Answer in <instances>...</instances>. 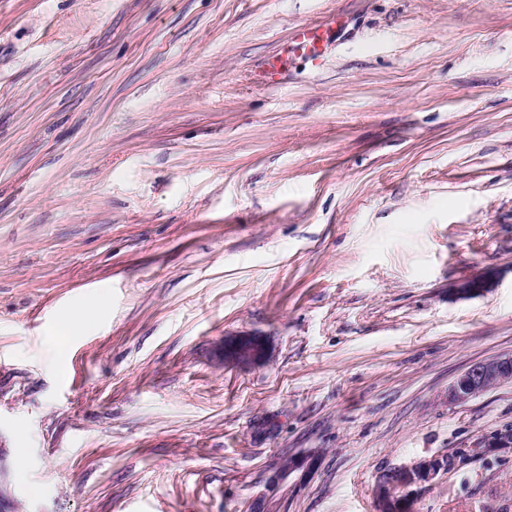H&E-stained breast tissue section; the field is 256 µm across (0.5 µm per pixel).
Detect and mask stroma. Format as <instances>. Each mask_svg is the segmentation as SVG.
<instances>
[{
    "label": "stroma",
    "instance_id": "stroma-1",
    "mask_svg": "<svg viewBox=\"0 0 512 512\" xmlns=\"http://www.w3.org/2000/svg\"><path fill=\"white\" fill-rule=\"evenodd\" d=\"M335 14L321 62L260 82ZM242 336L262 360H224ZM510 351L512 0H0L21 512H375L435 457L415 512H512V382L448 401ZM333 19L323 24H306L296 26L290 39L276 53L267 57L262 68L261 78L266 83L277 80L288 68V60L291 54H301L312 61L319 60L325 51V35L330 29H336L331 26ZM493 284V274L485 273L481 276L465 279L459 282L454 289L457 295L470 297L486 292L488 289L493 287ZM88 316L85 312H77L75 314L65 315L60 323L54 336L51 337V341L56 348V352L59 358H63V350L61 341L64 337L72 333L73 330L86 325ZM506 381H512V352L478 362L448 387V401L463 403ZM446 464L443 458H431L381 472L375 486V512H410L417 489L429 483Z\"/></svg>",
    "mask_w": 512,
    "mask_h": 512
}]
</instances>
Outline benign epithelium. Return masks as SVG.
Here are the masks:
<instances>
[{
    "mask_svg": "<svg viewBox=\"0 0 512 512\" xmlns=\"http://www.w3.org/2000/svg\"><path fill=\"white\" fill-rule=\"evenodd\" d=\"M493 284V274L485 273L459 282L455 293L470 297L486 292ZM264 354L265 344L258 336H242L224 344V359L229 361L251 363ZM506 381H512V352L470 366L448 386V403H463ZM446 464L444 459L431 458L381 472L375 486V512H410L417 489Z\"/></svg>",
    "mask_w": 512,
    "mask_h": 512,
    "instance_id": "benign-epithelium-1",
    "label": "benign epithelium"
}]
</instances>
